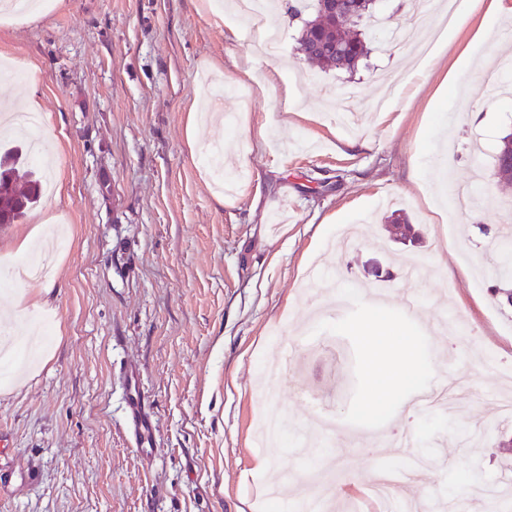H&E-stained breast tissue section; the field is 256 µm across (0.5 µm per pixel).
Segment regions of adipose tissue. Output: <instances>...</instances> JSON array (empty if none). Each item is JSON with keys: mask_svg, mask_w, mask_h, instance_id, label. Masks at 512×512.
I'll use <instances>...</instances> for the list:
<instances>
[{"mask_svg": "<svg viewBox=\"0 0 512 512\" xmlns=\"http://www.w3.org/2000/svg\"><path fill=\"white\" fill-rule=\"evenodd\" d=\"M369 355L364 365L368 395L364 411H374L392 394L410 389L418 375L414 342L396 323L368 326L364 332Z\"/></svg>", "mask_w": 512, "mask_h": 512, "instance_id": "ef3b65f1", "label": "adipose tissue"}]
</instances>
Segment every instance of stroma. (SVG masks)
Returning <instances> with one entry per match:
<instances>
[{
    "label": "stroma",
    "mask_w": 512,
    "mask_h": 512,
    "mask_svg": "<svg viewBox=\"0 0 512 512\" xmlns=\"http://www.w3.org/2000/svg\"><path fill=\"white\" fill-rule=\"evenodd\" d=\"M275 5L282 51L254 77L241 64L258 44L228 26L212 0H42L0 15V101L37 103L48 141L47 179L27 217L0 224V307L18 339L54 323L47 350L0 376V425L11 480L0 512H262L269 472L298 487L335 477V512H369L371 488L398 455L354 457L349 493L337 464L354 437L404 429L432 467L396 490L456 512H512L501 433L512 416L496 391L512 363V309L492 295L489 231L512 229V189L494 156L512 133V91L488 97L485 75L512 51H471L482 22L449 26L424 59L387 29L433 24L409 0H377L366 27L367 66L325 70L297 49L300 19ZM409 77L381 104L380 75ZM223 86L215 96L214 86ZM359 98L345 128L338 114ZM222 146L218 181L200 162ZM405 216L420 241H391ZM69 239L42 281L12 262L41 253L52 229ZM388 303L366 305L361 292ZM419 350L417 386L447 388L453 407L409 411L403 395L376 413L350 391L367 355L364 327L400 317ZM460 333L437 335L431 311ZM291 364L276 405L302 446L258 448L260 364ZM139 365L155 411L157 453L142 460L126 438L121 373ZM303 388L336 420L321 447L296 398Z\"/></svg>",
    "instance_id": "obj_1"
}]
</instances>
